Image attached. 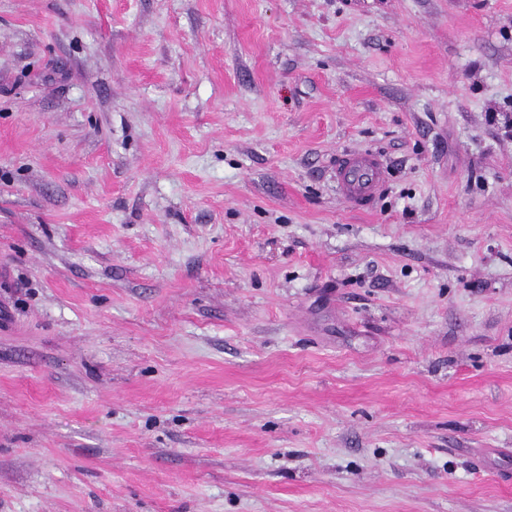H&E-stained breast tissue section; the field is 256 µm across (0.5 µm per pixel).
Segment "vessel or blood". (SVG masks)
<instances>
[{"label": "vessel or blood", "instance_id": "1", "mask_svg": "<svg viewBox=\"0 0 512 512\" xmlns=\"http://www.w3.org/2000/svg\"><path fill=\"white\" fill-rule=\"evenodd\" d=\"M385 183L386 168L373 152L347 151L336 162V184L341 196L356 209H370Z\"/></svg>", "mask_w": 512, "mask_h": 512}]
</instances>
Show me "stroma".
<instances>
[{"label": "stroma", "mask_w": 512, "mask_h": 512, "mask_svg": "<svg viewBox=\"0 0 512 512\" xmlns=\"http://www.w3.org/2000/svg\"><path fill=\"white\" fill-rule=\"evenodd\" d=\"M0 512H512V0H0ZM385 183L386 167L371 151H345L336 162V184L341 196L358 210L370 209Z\"/></svg>", "instance_id": "35a3bbf8"}]
</instances>
